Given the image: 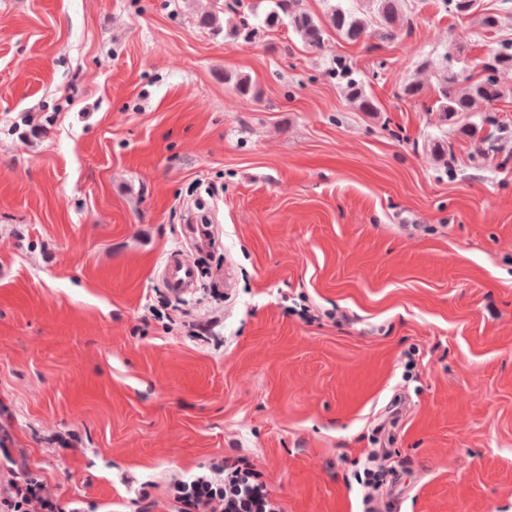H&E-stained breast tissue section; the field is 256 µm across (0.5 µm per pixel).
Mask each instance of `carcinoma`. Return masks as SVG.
Instances as JSON below:
<instances>
[{
    "instance_id": "1",
    "label": "carcinoma",
    "mask_w": 512,
    "mask_h": 512,
    "mask_svg": "<svg viewBox=\"0 0 512 512\" xmlns=\"http://www.w3.org/2000/svg\"><path fill=\"white\" fill-rule=\"evenodd\" d=\"M369 14L352 7L337 5L330 16L336 33L351 42L374 37L384 43L397 37L402 0H367ZM272 6L260 24L275 28L285 24L293 30L305 46L320 49L325 40V29L320 22L299 6V0H270ZM447 11L458 16L472 14L479 7V0H444ZM257 18L254 13L239 15L227 35L249 39L255 33ZM420 68L431 70L436 76V97L431 111L439 113L441 124L455 125L458 130L472 138L480 133L475 123L463 121V116L476 111L482 104L512 97V88H505L500 76L512 71V41L500 47L473 65H468L464 49L452 47L435 57L423 59ZM338 70L346 79L343 87L346 97L363 112H376L378 105L367 93L362 81L353 77L347 64L338 63Z\"/></svg>"
}]
</instances>
